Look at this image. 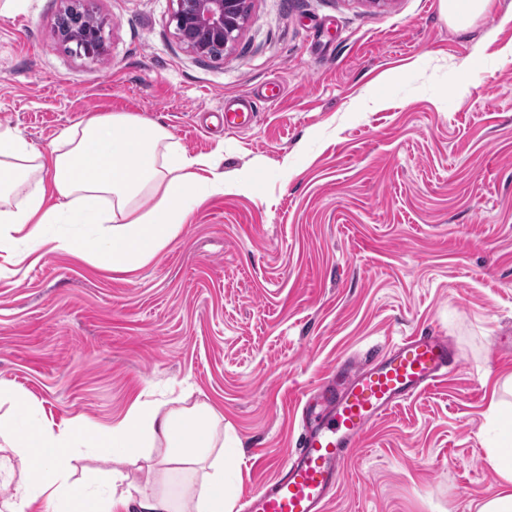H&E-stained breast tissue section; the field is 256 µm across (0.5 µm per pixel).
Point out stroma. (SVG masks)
Returning <instances> with one entry per match:
<instances>
[{
  "mask_svg": "<svg viewBox=\"0 0 512 512\" xmlns=\"http://www.w3.org/2000/svg\"><path fill=\"white\" fill-rule=\"evenodd\" d=\"M91 7L96 61L59 39L63 0H0V127L46 152L89 118L140 116L244 187L204 198L134 272L47 250L0 278V383L55 430L208 403L240 442L242 497L331 366L435 332L459 367L371 428L330 512H476L499 482L486 414L512 376L494 355L512 336V0L464 28L440 0H251L221 60L176 39L171 0ZM240 97L257 115L226 130Z\"/></svg>",
  "mask_w": 512,
  "mask_h": 512,
  "instance_id": "stroma-1",
  "label": "stroma"
}]
</instances>
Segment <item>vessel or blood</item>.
<instances>
[{
  "instance_id": "b4317fda",
  "label": "vessel or blood",
  "mask_w": 512,
  "mask_h": 512,
  "mask_svg": "<svg viewBox=\"0 0 512 512\" xmlns=\"http://www.w3.org/2000/svg\"><path fill=\"white\" fill-rule=\"evenodd\" d=\"M248 99L225 108L224 126L254 117ZM459 364L453 345L435 334L400 338L371 360H348L305 404L296 448L249 493L243 512H326L346 460L369 428L421 392L443 382Z\"/></svg>"
}]
</instances>
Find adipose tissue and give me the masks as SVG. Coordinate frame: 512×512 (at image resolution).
Listing matches in <instances>:
<instances>
[{
    "mask_svg": "<svg viewBox=\"0 0 512 512\" xmlns=\"http://www.w3.org/2000/svg\"><path fill=\"white\" fill-rule=\"evenodd\" d=\"M227 184L211 157L187 155L161 124L138 116L111 114L65 130L43 152L18 130L0 128V240L17 239L14 265L46 245L86 254L96 265L128 273L148 263L178 234L201 197ZM82 225L97 234L79 233ZM15 410L10 436L0 442V512H28L48 498L55 512H235V476L224 461L237 441L218 439L220 415L209 405L194 412L141 402L119 422L90 428L72 421L54 431L33 417L23 394L0 385V398ZM512 409L491 403L487 427L497 433L487 460L502 490L477 512H512ZM90 448L117 462L106 478H72L67 462L74 449ZM37 472L29 484L16 476V460ZM145 474L138 491L124 489L122 465ZM177 466L196 478L180 493L158 486V465Z\"/></svg>",
    "mask_w": 512,
    "mask_h": 512,
    "instance_id": "obj_1",
    "label": "adipose tissue"
}]
</instances>
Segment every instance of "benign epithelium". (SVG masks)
<instances>
[{
  "label": "benign epithelium",
  "mask_w": 512,
  "mask_h": 512,
  "mask_svg": "<svg viewBox=\"0 0 512 512\" xmlns=\"http://www.w3.org/2000/svg\"><path fill=\"white\" fill-rule=\"evenodd\" d=\"M171 21L175 35L190 52L213 60L237 43L247 21L250 0H173ZM60 38L78 46L85 58L97 61L106 51L104 28L100 22L83 27L74 25Z\"/></svg>",
  "instance_id": "7a95c632"
}]
</instances>
